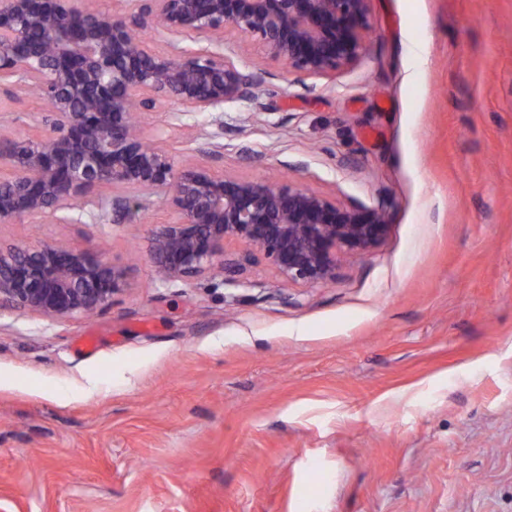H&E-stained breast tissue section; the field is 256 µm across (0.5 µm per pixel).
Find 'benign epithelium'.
<instances>
[{
    "mask_svg": "<svg viewBox=\"0 0 512 512\" xmlns=\"http://www.w3.org/2000/svg\"><path fill=\"white\" fill-rule=\"evenodd\" d=\"M84 0H0V91L35 92L48 115L0 116L42 133H0V224L112 221L156 199L171 217L152 239L161 280L186 282L240 260L225 246L260 249L278 276L309 286L336 281L341 253L364 256L388 231L382 208L338 206L298 185L177 171L169 151L135 128L132 108L171 101L172 119L255 98L254 83L224 53V31L258 43L288 72L324 77L354 65L367 47L369 0H115L108 13ZM168 39L153 52L140 34ZM186 38L204 43L179 46ZM129 287L127 270L65 245L0 244V308L67 318L104 309Z\"/></svg>",
    "mask_w": 512,
    "mask_h": 512,
    "instance_id": "obj_1",
    "label": "benign epithelium"
}]
</instances>
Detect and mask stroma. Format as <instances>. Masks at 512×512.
Masks as SVG:
<instances>
[{
	"label": "stroma",
	"instance_id": "1",
	"mask_svg": "<svg viewBox=\"0 0 512 512\" xmlns=\"http://www.w3.org/2000/svg\"><path fill=\"white\" fill-rule=\"evenodd\" d=\"M368 10L365 55L321 78L225 35L257 99L166 143L178 169L382 206L386 237L334 283L232 245L244 287L162 285L159 201L0 224L130 281L89 317L0 309V512H512V0Z\"/></svg>",
	"mask_w": 512,
	"mask_h": 512
}]
</instances>
